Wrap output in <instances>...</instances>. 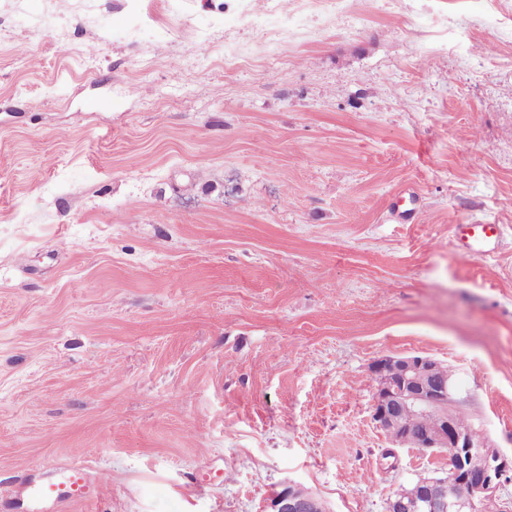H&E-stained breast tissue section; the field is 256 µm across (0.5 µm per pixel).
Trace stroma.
<instances>
[{"label":"stroma","instance_id":"obj_1","mask_svg":"<svg viewBox=\"0 0 512 512\" xmlns=\"http://www.w3.org/2000/svg\"><path fill=\"white\" fill-rule=\"evenodd\" d=\"M407 355L512 455V0H0V501L385 512ZM461 240L467 244L464 253L470 255L473 253L471 243H483L491 240L497 234L498 229L494 224H460L456 227ZM69 476L75 481L76 491L74 495L59 492L58 487L54 484H32L30 485L32 498L37 501L59 502L63 500L85 501L93 496V490L87 482L83 464L73 462ZM311 501L304 488L288 484L273 494L267 501L263 512H309Z\"/></svg>","mask_w":512,"mask_h":512}]
</instances>
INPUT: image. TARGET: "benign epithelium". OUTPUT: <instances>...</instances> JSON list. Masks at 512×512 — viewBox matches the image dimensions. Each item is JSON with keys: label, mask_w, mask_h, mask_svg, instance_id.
Wrapping results in <instances>:
<instances>
[{"label": "benign epithelium", "mask_w": 512, "mask_h": 512, "mask_svg": "<svg viewBox=\"0 0 512 512\" xmlns=\"http://www.w3.org/2000/svg\"><path fill=\"white\" fill-rule=\"evenodd\" d=\"M420 368L440 369L429 356L386 357L373 365L380 377L372 403V418L390 442L406 445L414 442L397 427L400 414L413 405L426 407L439 418L436 430L423 435L424 450L443 447L459 449L448 461L450 480H431L414 497L398 496L389 500L386 512H512V498H503V475L512 469V456L494 448L486 435L475 439L454 427L453 410L458 407L455 388L446 382L423 391L417 385ZM311 501L304 488L290 484L273 494L263 512H310Z\"/></svg>", "instance_id": "1"}]
</instances>
